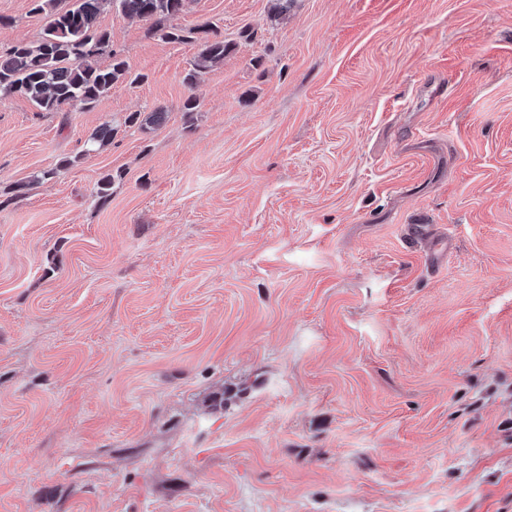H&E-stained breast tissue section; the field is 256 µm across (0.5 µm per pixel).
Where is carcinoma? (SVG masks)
Listing matches in <instances>:
<instances>
[{
    "label": "carcinoma",
    "mask_w": 512,
    "mask_h": 512,
    "mask_svg": "<svg viewBox=\"0 0 512 512\" xmlns=\"http://www.w3.org/2000/svg\"><path fill=\"white\" fill-rule=\"evenodd\" d=\"M58 0H34L33 11L45 14L46 24L37 43H18L0 53V98L20 95L40 112H63L76 106L90 107L120 81L132 84L126 58L111 48L108 32L96 27L104 0H74L68 9ZM125 16L148 24V32L172 43L193 41L200 51L185 76L188 84L224 60L232 45L217 30L204 25L184 30L171 24L181 14L186 0H112ZM108 53L110 62L101 67L96 57Z\"/></svg>",
    "instance_id": "obj_1"
}]
</instances>
